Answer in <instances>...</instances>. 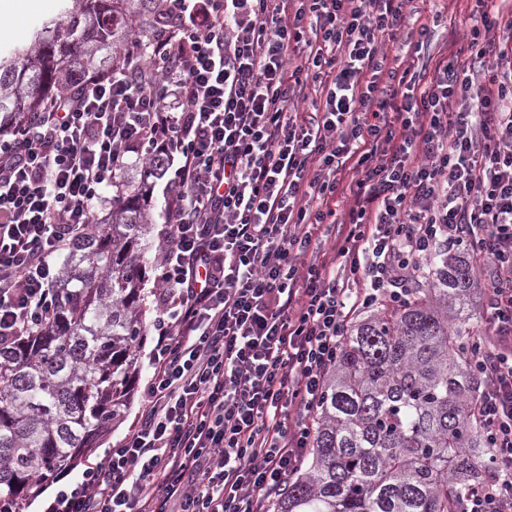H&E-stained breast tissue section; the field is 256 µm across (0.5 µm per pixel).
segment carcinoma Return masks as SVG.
Instances as JSON below:
<instances>
[{"label": "carcinoma", "instance_id": "obj_1", "mask_svg": "<svg viewBox=\"0 0 512 512\" xmlns=\"http://www.w3.org/2000/svg\"><path fill=\"white\" fill-rule=\"evenodd\" d=\"M0 55V121L41 112L75 75L123 63L132 29L152 40L163 0H70ZM151 179L120 178L62 267L51 322L0 345V504L20 512L49 475L91 452L128 403L145 333ZM440 245L408 300L353 322L326 374L312 448L274 512H463L496 472L475 415L484 382L471 253Z\"/></svg>", "mask_w": 512, "mask_h": 512}]
</instances>
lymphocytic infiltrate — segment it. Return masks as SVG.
<instances>
[{
    "instance_id": "obj_1",
    "label": "lymphocytic infiltrate",
    "mask_w": 512,
    "mask_h": 512,
    "mask_svg": "<svg viewBox=\"0 0 512 512\" xmlns=\"http://www.w3.org/2000/svg\"><path fill=\"white\" fill-rule=\"evenodd\" d=\"M409 2L167 0L150 53L131 40L124 65L0 129L1 342L50 320L55 256L130 159L160 160L170 226L139 420L43 512H266L357 313L466 238L499 475L464 512H512V10L474 0L467 45L417 67L386 41L416 55L456 18L406 29Z\"/></svg>"
}]
</instances>
